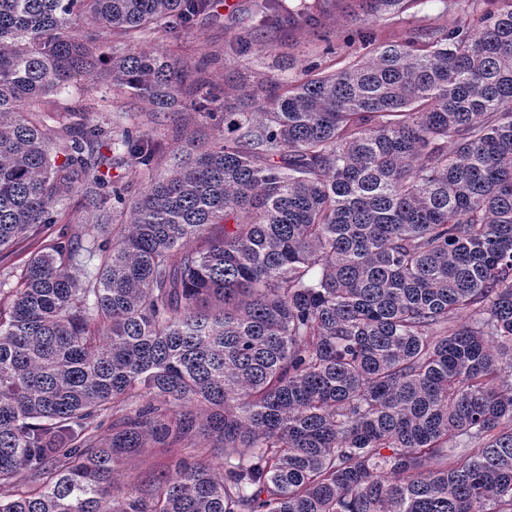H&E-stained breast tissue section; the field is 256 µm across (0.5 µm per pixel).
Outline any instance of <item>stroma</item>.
<instances>
[{
  "mask_svg": "<svg viewBox=\"0 0 512 512\" xmlns=\"http://www.w3.org/2000/svg\"><path fill=\"white\" fill-rule=\"evenodd\" d=\"M251 0H236L237 8L225 12L224 0H214L212 17H202L179 35L155 33L143 44L158 47L181 63L185 85L205 84L216 90L228 86H244L255 90L258 74L276 75L279 68H288L290 74L303 75L307 64H319L331 71L346 56L360 53L359 41L354 38L351 22L353 0H285L286 6L308 7L318 19L314 30L283 31L260 38L252 52L225 60L224 47L230 37L239 32L240 8ZM196 134L198 141L222 137L224 122L221 116L207 117L205 113L179 109L173 119L155 125L152 134L166 146L164 156L158 159L153 171L126 167L112 172L115 180L125 182L132 193L144 191L153 176L168 174L174 155L188 147L187 137ZM175 453L159 446L146 447L127 460L122 468L121 481L145 484L161 472H171Z\"/></svg>",
  "mask_w": 512,
  "mask_h": 512,
  "instance_id": "obj_1",
  "label": "stroma"
}]
</instances>
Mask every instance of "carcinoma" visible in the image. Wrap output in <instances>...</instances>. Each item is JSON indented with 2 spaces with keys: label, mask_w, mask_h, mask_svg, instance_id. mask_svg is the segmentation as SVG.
Here are the masks:
<instances>
[{
  "label": "carcinoma",
  "mask_w": 512,
  "mask_h": 512,
  "mask_svg": "<svg viewBox=\"0 0 512 512\" xmlns=\"http://www.w3.org/2000/svg\"><path fill=\"white\" fill-rule=\"evenodd\" d=\"M356 2L363 54L131 198L182 84L138 44L211 0H0V250L39 242L0 275V512H512V0ZM255 13L225 60L316 25ZM102 73L152 111L94 121ZM148 439L175 475L123 485Z\"/></svg>",
  "instance_id": "obj_1"
}]
</instances>
